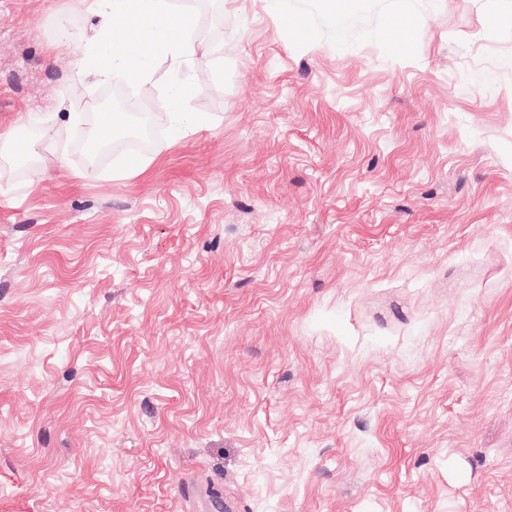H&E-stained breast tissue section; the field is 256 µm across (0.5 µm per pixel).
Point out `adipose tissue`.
I'll use <instances>...</instances> for the list:
<instances>
[{
  "mask_svg": "<svg viewBox=\"0 0 512 512\" xmlns=\"http://www.w3.org/2000/svg\"><path fill=\"white\" fill-rule=\"evenodd\" d=\"M101 24L84 45L81 66L95 81H145L155 61L183 70L195 53L197 17L172 0H91Z\"/></svg>",
  "mask_w": 512,
  "mask_h": 512,
  "instance_id": "ef3b65f1",
  "label": "adipose tissue"
}]
</instances>
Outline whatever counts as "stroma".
I'll return each instance as SVG.
<instances>
[{
    "label": "stroma",
    "mask_w": 512,
    "mask_h": 512,
    "mask_svg": "<svg viewBox=\"0 0 512 512\" xmlns=\"http://www.w3.org/2000/svg\"><path fill=\"white\" fill-rule=\"evenodd\" d=\"M511 14L222 0L144 172L0 162V512H512ZM96 25L0 0V135ZM190 77L186 76L181 82L172 86L168 96V109L171 127L175 132H179L190 120L189 112L182 106L187 90L190 85Z\"/></svg>",
    "instance_id": "1"
}]
</instances>
